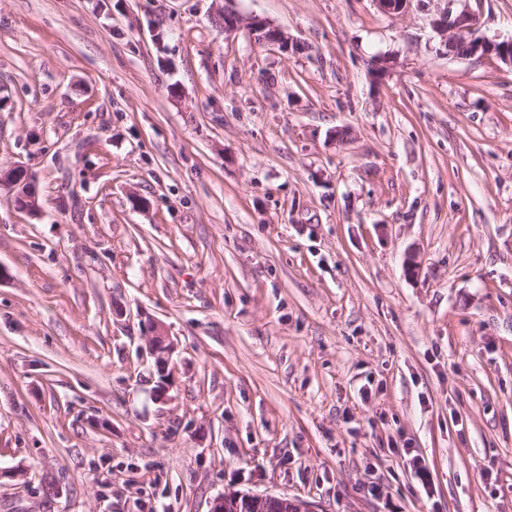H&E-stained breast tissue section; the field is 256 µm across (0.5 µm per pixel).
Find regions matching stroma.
Here are the masks:
<instances>
[{"instance_id": "35a3bbf8", "label": "stroma", "mask_w": 512, "mask_h": 512, "mask_svg": "<svg viewBox=\"0 0 512 512\" xmlns=\"http://www.w3.org/2000/svg\"><path fill=\"white\" fill-rule=\"evenodd\" d=\"M224 5L0 0V166L40 205L0 188V512H512V69L434 0H235L294 53ZM439 4L436 12L430 20V26L437 36L441 39L442 45H448V54L467 56L472 49L471 35L468 34L477 27H481L479 15L467 8L466 4L462 8L456 7L457 2L463 0H434ZM443 5V6H442ZM448 34L451 36L448 38ZM468 34V35H464ZM454 35H461L454 41L448 43V40L454 38ZM511 46L512 40H492L482 35L474 44L473 51L468 57L477 59L494 56L502 61L505 66L512 68V54L507 51ZM213 22L224 30V35H231L241 28H247L253 35H261L259 42L277 45L282 51L290 52L298 45L288 34L271 26L265 19L258 16L244 18L231 6H224L222 13L216 14ZM258 37V36H256ZM30 175L32 174L22 167L16 166L6 171L0 169V188L6 187L14 194V188L18 187L19 190L15 197L16 207L26 212L35 213L39 210V204ZM25 184L29 185L23 191L22 188ZM151 336L149 338L150 355L155 359L157 367L161 370L169 365L173 344L169 340L164 328L159 324L150 325ZM247 509L256 512H316L310 502L300 498H291L286 495L272 494H245Z\"/></svg>"}]
</instances>
